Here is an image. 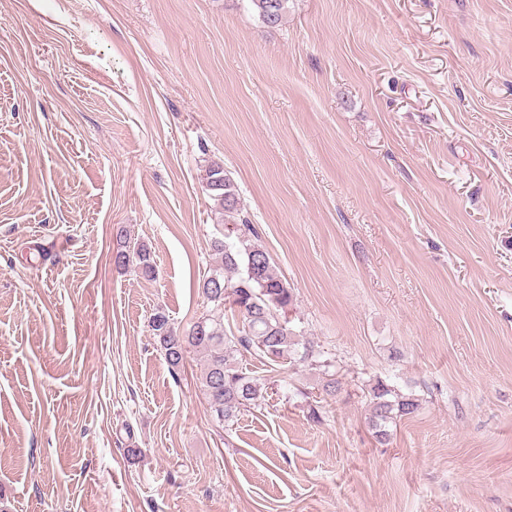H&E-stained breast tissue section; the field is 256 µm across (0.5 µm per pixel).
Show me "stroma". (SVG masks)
Returning <instances> with one entry per match:
<instances>
[{
  "label": "stroma",
  "instance_id": "1",
  "mask_svg": "<svg viewBox=\"0 0 512 512\" xmlns=\"http://www.w3.org/2000/svg\"><path fill=\"white\" fill-rule=\"evenodd\" d=\"M210 160L318 355L227 429L150 327L207 310ZM0 512H512V0H0ZM262 22L270 27L278 26L285 17L288 0H249ZM369 394L370 422L378 438L388 435L385 429L387 422L413 415L420 407L414 395L400 393L383 381H377L370 388Z\"/></svg>",
  "mask_w": 512,
  "mask_h": 512
}]
</instances>
